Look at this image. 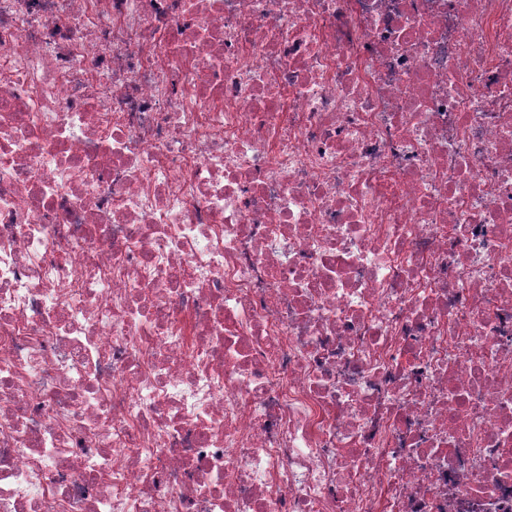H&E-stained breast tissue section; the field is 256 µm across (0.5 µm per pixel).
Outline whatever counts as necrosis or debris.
I'll list each match as a JSON object with an SVG mask.
<instances>
[{
  "mask_svg": "<svg viewBox=\"0 0 512 512\" xmlns=\"http://www.w3.org/2000/svg\"><path fill=\"white\" fill-rule=\"evenodd\" d=\"M0 512H512V0H0Z\"/></svg>",
  "mask_w": 512,
  "mask_h": 512,
  "instance_id": "necrosis-or-debris-1",
  "label": "necrosis or debris"
}]
</instances>
